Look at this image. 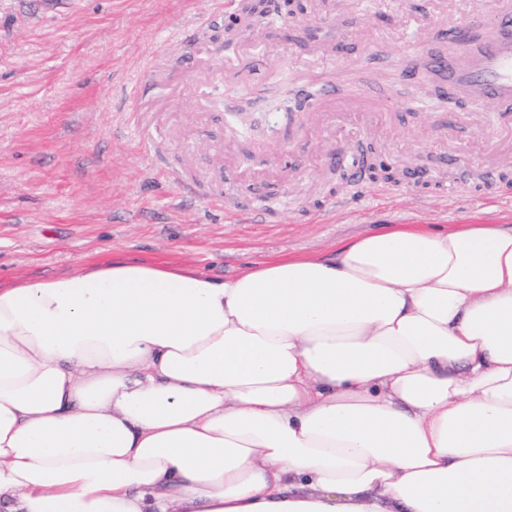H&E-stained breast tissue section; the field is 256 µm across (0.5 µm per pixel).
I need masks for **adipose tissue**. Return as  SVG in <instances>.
<instances>
[{
    "mask_svg": "<svg viewBox=\"0 0 512 512\" xmlns=\"http://www.w3.org/2000/svg\"><path fill=\"white\" fill-rule=\"evenodd\" d=\"M0 512H512V226L0 285Z\"/></svg>",
    "mask_w": 512,
    "mask_h": 512,
    "instance_id": "ef3b65f1",
    "label": "adipose tissue"
}]
</instances>
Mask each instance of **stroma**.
I'll return each mask as SVG.
<instances>
[{
    "instance_id": "35a3bbf8",
    "label": "stroma",
    "mask_w": 512,
    "mask_h": 512,
    "mask_svg": "<svg viewBox=\"0 0 512 512\" xmlns=\"http://www.w3.org/2000/svg\"><path fill=\"white\" fill-rule=\"evenodd\" d=\"M358 2L258 23L228 48L222 0H0V279L115 254L228 278L413 224H512V141L484 155L507 118L464 124L442 98L426 70L448 51L433 13ZM327 79L343 95L422 105L367 136L378 175L360 193L344 153L364 136L310 109ZM284 89L304 122L279 118L273 137L233 127L232 112L269 111ZM282 145L287 168L252 158ZM260 190L273 203L244 223Z\"/></svg>"
}]
</instances>
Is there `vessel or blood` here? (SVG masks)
<instances>
[{
	"label": "vessel or blood",
	"instance_id": "b4317fda",
	"mask_svg": "<svg viewBox=\"0 0 512 512\" xmlns=\"http://www.w3.org/2000/svg\"><path fill=\"white\" fill-rule=\"evenodd\" d=\"M493 32L471 47L470 36L457 25L441 29L440 36L457 46L456 54L436 58L434 71L448 80V91L468 99L472 111L494 102L498 112L512 114V0H500Z\"/></svg>",
	"mask_w": 512,
	"mask_h": 512
}]
</instances>
